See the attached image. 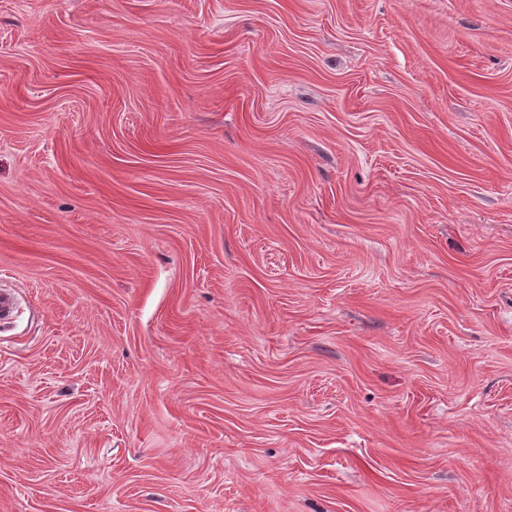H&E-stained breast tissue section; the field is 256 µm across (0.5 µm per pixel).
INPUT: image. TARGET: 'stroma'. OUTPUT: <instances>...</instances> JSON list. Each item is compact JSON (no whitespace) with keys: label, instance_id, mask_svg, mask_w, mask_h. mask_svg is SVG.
<instances>
[{"label":"stroma","instance_id":"35a3bbf8","mask_svg":"<svg viewBox=\"0 0 512 512\" xmlns=\"http://www.w3.org/2000/svg\"><path fill=\"white\" fill-rule=\"evenodd\" d=\"M0 512H512V0H0Z\"/></svg>","mask_w":512,"mask_h":512}]
</instances>
